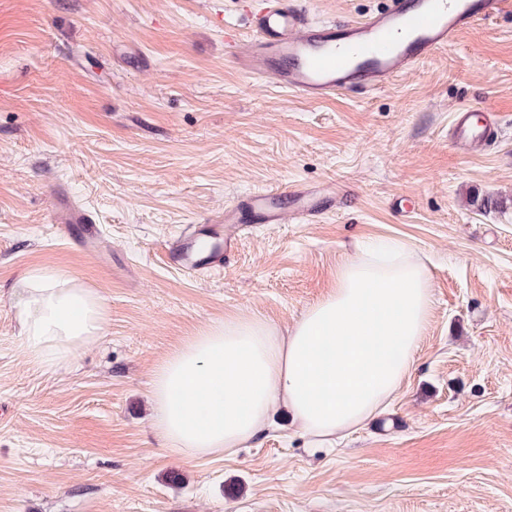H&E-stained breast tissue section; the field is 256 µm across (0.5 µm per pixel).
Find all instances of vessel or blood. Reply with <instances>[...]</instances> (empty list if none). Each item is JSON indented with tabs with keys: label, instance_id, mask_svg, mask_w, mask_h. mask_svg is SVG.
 Wrapping results in <instances>:
<instances>
[{
	"label": "vessel or blood",
	"instance_id": "1",
	"mask_svg": "<svg viewBox=\"0 0 512 512\" xmlns=\"http://www.w3.org/2000/svg\"><path fill=\"white\" fill-rule=\"evenodd\" d=\"M512 12V0H385L363 19L336 24L311 19L292 0H265L252 12L246 38L232 40L238 68L280 89L320 103L357 89L381 88L425 62L477 23ZM492 111L462 107L452 144L475 152L492 139ZM336 195L306 188H275L239 197L202 224L186 225L164 246L168 266L192 276L223 272L245 224H279L286 212L301 217L328 210ZM56 231L74 246L103 250L92 214L63 191L53 195Z\"/></svg>",
	"mask_w": 512,
	"mask_h": 512
}]
</instances>
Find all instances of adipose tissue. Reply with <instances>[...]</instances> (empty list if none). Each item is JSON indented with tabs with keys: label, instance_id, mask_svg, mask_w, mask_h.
<instances>
[{
	"label": "adipose tissue",
	"instance_id": "ef3b65f1",
	"mask_svg": "<svg viewBox=\"0 0 512 512\" xmlns=\"http://www.w3.org/2000/svg\"><path fill=\"white\" fill-rule=\"evenodd\" d=\"M429 269L403 242L344 248L329 292L286 328L259 315L212 322L168 355L149 384L153 425L185 458L257 441L287 411L313 438L353 431L400 389L433 306ZM13 295L27 359L53 372L104 332L107 305L63 271H25Z\"/></svg>",
	"mask_w": 512,
	"mask_h": 512
}]
</instances>
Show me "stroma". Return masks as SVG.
Here are the masks:
<instances>
[{"label": "stroma", "instance_id": "obj_1", "mask_svg": "<svg viewBox=\"0 0 512 512\" xmlns=\"http://www.w3.org/2000/svg\"><path fill=\"white\" fill-rule=\"evenodd\" d=\"M242 2L0 0V512H512V14L382 90L312 104L237 70L224 33L247 36ZM300 2L335 22L383 5ZM466 105L503 118L477 154L449 141ZM334 181L325 214L248 225L221 275L163 261L240 195ZM56 186L105 253L56 236ZM379 235L410 242L433 280L389 409L332 444L282 413L248 447L171 454L151 425L155 366L227 315L291 325L342 247ZM37 266L107 305L102 338L53 372L26 362L9 295Z\"/></svg>", "mask_w": 512, "mask_h": 512}]
</instances>
